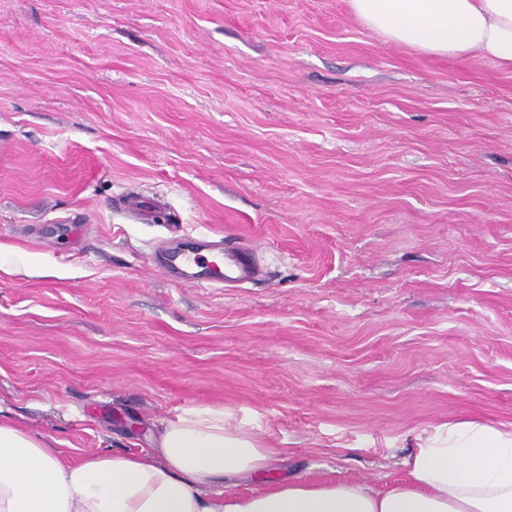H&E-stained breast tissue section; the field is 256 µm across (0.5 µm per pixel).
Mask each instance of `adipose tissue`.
Returning <instances> with one entry per match:
<instances>
[{
    "mask_svg": "<svg viewBox=\"0 0 512 512\" xmlns=\"http://www.w3.org/2000/svg\"><path fill=\"white\" fill-rule=\"evenodd\" d=\"M391 41L512 68V0H350ZM152 445L72 459L0 408V512H512V432L449 425L404 459L407 477L385 492L346 481L279 480L228 494L219 480L269 473L278 452L195 408L162 424Z\"/></svg>",
    "mask_w": 512,
    "mask_h": 512,
    "instance_id": "ef3b65f1",
    "label": "adipose tissue"
}]
</instances>
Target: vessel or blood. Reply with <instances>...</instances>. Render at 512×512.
Returning a JSON list of instances; mask_svg holds the SVG:
<instances>
[{
	"mask_svg": "<svg viewBox=\"0 0 512 512\" xmlns=\"http://www.w3.org/2000/svg\"><path fill=\"white\" fill-rule=\"evenodd\" d=\"M153 263L174 282L199 287L220 288L226 282L247 280L259 272L250 248L228 250L223 239L208 235L191 242L183 237L171 239Z\"/></svg>",
	"mask_w": 512,
	"mask_h": 512,
	"instance_id": "vessel-or-blood-1",
	"label": "vessel or blood"
}]
</instances>
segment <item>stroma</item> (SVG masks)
Returning a JSON list of instances; mask_svg holds the SVG:
<instances>
[{"instance_id":"obj_1","label":"stroma","mask_w":512,"mask_h":512,"mask_svg":"<svg viewBox=\"0 0 512 512\" xmlns=\"http://www.w3.org/2000/svg\"><path fill=\"white\" fill-rule=\"evenodd\" d=\"M209 231L260 276L153 266ZM0 245V406L73 458L212 406L276 478L382 492L512 431V70L349 0H0Z\"/></svg>"}]
</instances>
